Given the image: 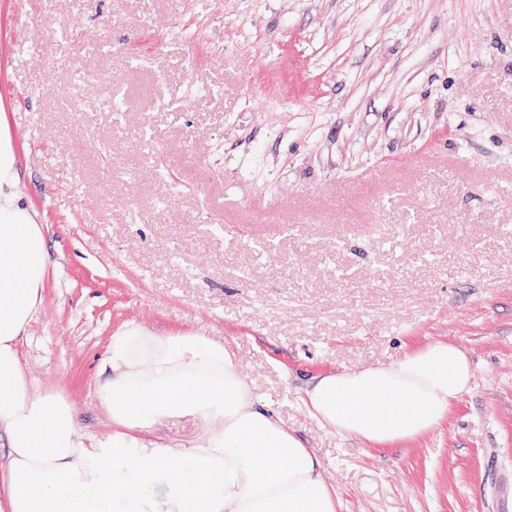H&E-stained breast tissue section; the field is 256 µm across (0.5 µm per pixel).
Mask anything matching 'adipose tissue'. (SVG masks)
<instances>
[{
	"instance_id": "obj_1",
	"label": "adipose tissue",
	"mask_w": 512,
	"mask_h": 512,
	"mask_svg": "<svg viewBox=\"0 0 512 512\" xmlns=\"http://www.w3.org/2000/svg\"><path fill=\"white\" fill-rule=\"evenodd\" d=\"M18 144L0 113V512H340L312 449L263 405L222 343L121 325L96 389L112 434L87 445L66 397L33 390L18 346L50 268L44 224L17 189ZM471 359L436 342L394 361L314 376L309 414L342 436L385 448L433 431L473 384ZM206 428L191 447L156 441L173 416ZM157 500H149L153 488Z\"/></svg>"
}]
</instances>
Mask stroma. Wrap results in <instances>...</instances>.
<instances>
[{
  "mask_svg": "<svg viewBox=\"0 0 512 512\" xmlns=\"http://www.w3.org/2000/svg\"><path fill=\"white\" fill-rule=\"evenodd\" d=\"M0 111L51 259L21 362L86 443L136 321L224 343L341 512H499L512 0H0ZM440 341L474 381L423 438L375 448L299 402Z\"/></svg>",
  "mask_w": 512,
  "mask_h": 512,
  "instance_id": "obj_1",
  "label": "stroma"
}]
</instances>
